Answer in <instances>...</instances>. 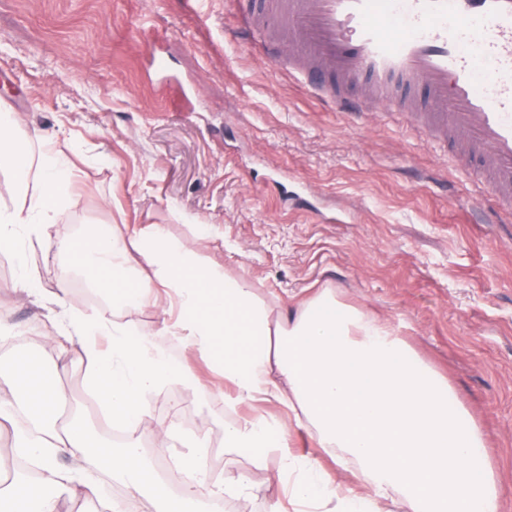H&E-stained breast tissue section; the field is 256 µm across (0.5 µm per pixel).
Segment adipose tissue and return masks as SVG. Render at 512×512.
<instances>
[{
    "label": "adipose tissue",
    "mask_w": 512,
    "mask_h": 512,
    "mask_svg": "<svg viewBox=\"0 0 512 512\" xmlns=\"http://www.w3.org/2000/svg\"><path fill=\"white\" fill-rule=\"evenodd\" d=\"M0 173L20 192L16 200L0 197L1 250L41 238L79 202L69 162L48 149L32 159L2 107ZM63 247L76 265L111 275L126 309L156 310L163 333L183 351L182 360H171L150 337L70 306L67 288H59L48 314L64 317L68 339L80 343L86 389L113 424L144 421L150 395L183 384L191 358H214L224 374L225 405L252 408L225 425L227 453L249 452L257 466L272 453L293 460L291 429L310 425L326 454L354 464L355 483L347 486L324 474L319 461H305L292 495L318 512H383L387 500L402 512H501L481 427L452 400L447 378L367 311L343 305L328 290L293 312L274 310L248 283L201 268L193 245L169 242L157 229L127 236L90 225ZM102 336L108 349L98 346ZM62 399L41 361H0V420L20 411L30 419V428L15 432L13 447L41 473L35 482L15 478L1 486L0 512H57L63 495L101 499L100 474L145 498L152 512H222L225 498L253 491L244 474L213 479L209 445L196 436L180 460L184 489L172 494L137 444L101 441L78 414L60 424ZM270 402L284 408V417L263 412ZM62 454L90 459L92 472L61 474Z\"/></svg>",
    "instance_id": "ef3b65f1"
}]
</instances>
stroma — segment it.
Instances as JSON below:
<instances>
[{"label": "stroma", "mask_w": 512, "mask_h": 512, "mask_svg": "<svg viewBox=\"0 0 512 512\" xmlns=\"http://www.w3.org/2000/svg\"><path fill=\"white\" fill-rule=\"evenodd\" d=\"M237 28L233 0H0V104L32 154L44 135L71 159L80 194L42 241L5 255L0 313L21 338L0 344V359L42 358L111 440L77 347L63 348L60 323L16 288L19 269L33 272L43 297L69 279L87 312L165 346L152 310L127 313L111 284L95 285L59 244L90 224L129 235L159 225L175 241L203 230L201 265L223 266L289 307L333 289L447 377L484 431L503 512H512V224L490 223L470 191L475 172L405 115L371 101L360 113L331 110ZM157 54L167 71L153 67ZM191 367L178 393L152 396L133 434L176 492L182 445L158 451L152 431L205 437L221 450L214 477L245 474L254 485L223 512H268L294 475L277 454L257 467L248 454L223 453L224 426L237 417L213 391L224 378L203 359Z\"/></svg>", "instance_id": "obj_1"}]
</instances>
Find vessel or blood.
I'll use <instances>...</instances> for the list:
<instances>
[{"mask_svg":"<svg viewBox=\"0 0 512 512\" xmlns=\"http://www.w3.org/2000/svg\"><path fill=\"white\" fill-rule=\"evenodd\" d=\"M240 30L339 112L374 94L412 113L448 153L476 169L501 223L512 222V0H245Z\"/></svg>","mask_w":512,"mask_h":512,"instance_id":"obj_1","label":"vessel or blood"}]
</instances>
